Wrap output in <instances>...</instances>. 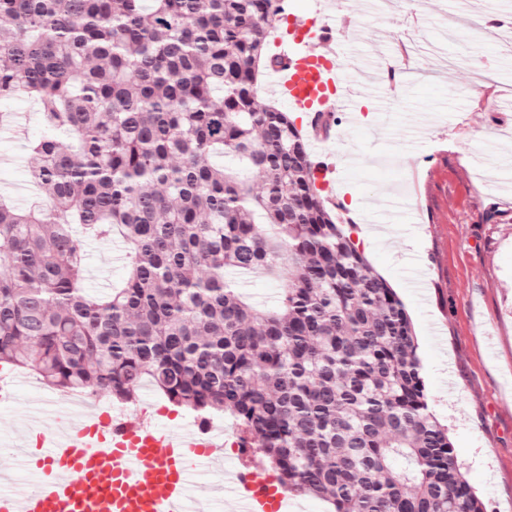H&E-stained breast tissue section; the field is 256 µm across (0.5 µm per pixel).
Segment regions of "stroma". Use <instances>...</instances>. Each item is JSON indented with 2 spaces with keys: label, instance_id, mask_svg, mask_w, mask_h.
Masks as SVG:
<instances>
[{
  "label": "stroma",
  "instance_id": "35a3bbf8",
  "mask_svg": "<svg viewBox=\"0 0 512 512\" xmlns=\"http://www.w3.org/2000/svg\"><path fill=\"white\" fill-rule=\"evenodd\" d=\"M325 3L348 18L336 28L345 54L364 62L396 58L402 33L418 28L413 50L424 72L403 82L397 106L367 92L359 104L368 120L353 130L336 113L324 153L310 158L369 157L325 197L355 221L354 242L412 319L428 403L449 428L458 468L486 512H512V141L503 135L512 97L498 98L495 125L463 93L481 79L478 58L512 86V47L453 27L462 7L493 16L512 13V0H416L411 10L403 0ZM40 133L34 119L24 134L0 135V193L20 207L32 203L15 189L28 182L27 144ZM419 276L426 304L414 288ZM39 408L52 425L64 398L38 382L17 390L0 404V435L24 429Z\"/></svg>",
  "mask_w": 512,
  "mask_h": 512
}]
</instances>
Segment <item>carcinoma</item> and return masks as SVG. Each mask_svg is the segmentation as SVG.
<instances>
[{
    "label": "carcinoma",
    "mask_w": 512,
    "mask_h": 512,
    "mask_svg": "<svg viewBox=\"0 0 512 512\" xmlns=\"http://www.w3.org/2000/svg\"><path fill=\"white\" fill-rule=\"evenodd\" d=\"M284 0H0V100L42 133L27 211L0 197V366L230 417L280 481L335 512H484L429 407L415 332L257 99ZM224 154V164L211 156ZM129 244L84 287L77 231ZM229 269L286 280L248 303Z\"/></svg>",
    "instance_id": "carcinoma-1"
}]
</instances>
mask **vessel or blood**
Here are the masks:
<instances>
[{"label": "vessel or blood", "mask_w": 512, "mask_h": 512, "mask_svg": "<svg viewBox=\"0 0 512 512\" xmlns=\"http://www.w3.org/2000/svg\"><path fill=\"white\" fill-rule=\"evenodd\" d=\"M276 51L285 63L269 74L267 90L289 111L317 118L346 113L360 121L354 104L364 87L349 88L343 56L326 9L310 17H291ZM224 430L170 428L140 411L56 418L44 426L32 415L22 437L6 441L8 452L36 475L34 485L17 495L0 490V512H300L301 505L274 475L262 474L253 456L240 457L224 481L204 497L190 488L202 465L224 461Z\"/></svg>", "instance_id": "vessel-or-blood-1"}]
</instances>
